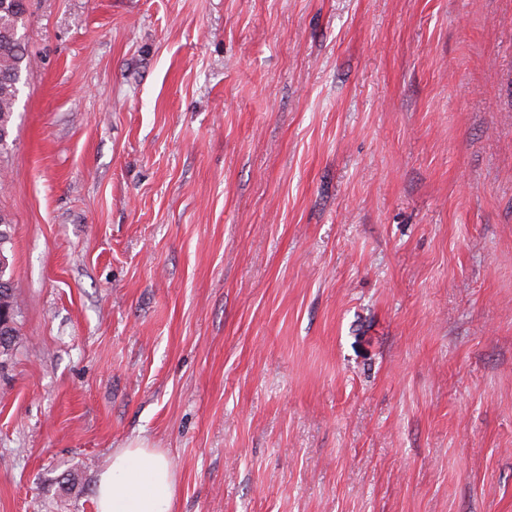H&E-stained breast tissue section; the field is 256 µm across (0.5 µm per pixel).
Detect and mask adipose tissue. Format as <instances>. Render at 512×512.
Listing matches in <instances>:
<instances>
[{"mask_svg": "<svg viewBox=\"0 0 512 512\" xmlns=\"http://www.w3.org/2000/svg\"><path fill=\"white\" fill-rule=\"evenodd\" d=\"M176 480L163 454L143 445L113 452L95 482L96 512H172Z\"/></svg>", "mask_w": 512, "mask_h": 512, "instance_id": "ef3b65f1", "label": "adipose tissue"}]
</instances>
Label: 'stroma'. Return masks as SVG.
Listing matches in <instances>:
<instances>
[{"label":"stroma","instance_id":"stroma-1","mask_svg":"<svg viewBox=\"0 0 512 512\" xmlns=\"http://www.w3.org/2000/svg\"><path fill=\"white\" fill-rule=\"evenodd\" d=\"M0 512H512V0H31ZM175 498L171 465L143 445L115 450L111 464L96 477V512H172Z\"/></svg>","mask_w":512,"mask_h":512}]
</instances>
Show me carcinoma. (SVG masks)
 <instances>
[{
    "label": "carcinoma",
    "mask_w": 512,
    "mask_h": 512,
    "mask_svg": "<svg viewBox=\"0 0 512 512\" xmlns=\"http://www.w3.org/2000/svg\"><path fill=\"white\" fill-rule=\"evenodd\" d=\"M29 0H0V147L10 137L15 106L23 76L31 68L28 44L21 33ZM12 240V219L0 212V259H4L0 276L12 277L7 252Z\"/></svg>",
    "instance_id": "carcinoma-1"
}]
</instances>
